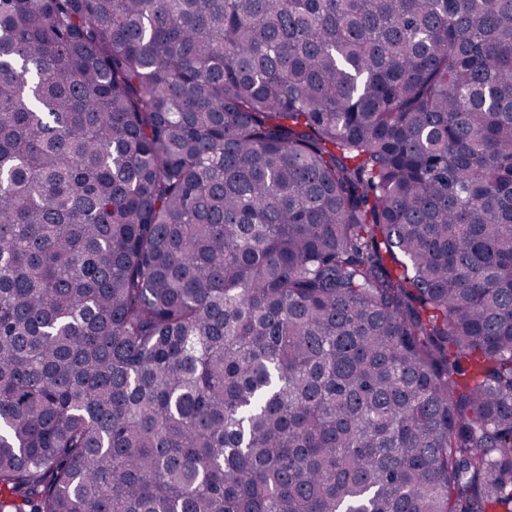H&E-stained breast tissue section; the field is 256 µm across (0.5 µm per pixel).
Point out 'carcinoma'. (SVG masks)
I'll return each instance as SVG.
<instances>
[{"label":"carcinoma","mask_w":512,"mask_h":512,"mask_svg":"<svg viewBox=\"0 0 512 512\" xmlns=\"http://www.w3.org/2000/svg\"><path fill=\"white\" fill-rule=\"evenodd\" d=\"M0 512H512V0H0Z\"/></svg>","instance_id":"carcinoma-1"}]
</instances>
